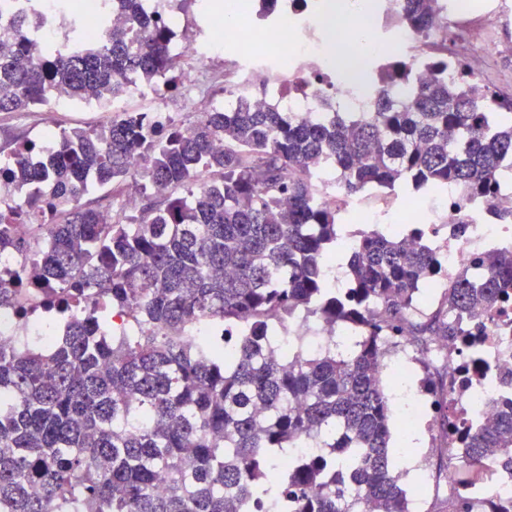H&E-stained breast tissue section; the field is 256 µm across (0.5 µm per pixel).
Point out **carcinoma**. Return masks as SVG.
I'll return each mask as SVG.
<instances>
[{
    "label": "carcinoma",
    "mask_w": 512,
    "mask_h": 512,
    "mask_svg": "<svg viewBox=\"0 0 512 512\" xmlns=\"http://www.w3.org/2000/svg\"><path fill=\"white\" fill-rule=\"evenodd\" d=\"M120 2L126 24L96 47L38 52L26 32L41 16L13 18L18 38H0V112L100 103L129 75L178 89L176 29ZM399 22L426 37L448 27V2L404 0ZM429 69L416 81L402 59L380 65L372 109L325 123L241 90L233 109L186 130L127 112L65 130L44 153L19 139L0 150V200L24 194L0 209V250L41 269L34 280L0 273V305L34 288L49 304L41 314L69 320L50 348L39 336L24 351L0 342V512H408L378 370L404 336L429 368L433 337L511 296L512 252L480 259V288L460 272L419 320L411 309L444 272L436 252L370 225L345 294L328 279L341 211L313 186L325 166L348 198L401 185L414 200L450 187L493 197L512 167V100L464 68L448 77L446 52ZM397 83L411 87L401 100L389 94ZM133 178L142 205L128 214L114 198ZM93 186L101 195L87 202ZM312 318L349 326L352 349L274 354L293 322ZM439 428L457 473L512 467V413L468 433L445 412ZM301 440L325 453L284 463ZM441 512L486 510L450 490Z\"/></svg>",
    "instance_id": "1"
}]
</instances>
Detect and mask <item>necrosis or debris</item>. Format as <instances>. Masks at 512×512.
<instances>
[{
  "label": "necrosis or debris",
  "mask_w": 512,
  "mask_h": 512,
  "mask_svg": "<svg viewBox=\"0 0 512 512\" xmlns=\"http://www.w3.org/2000/svg\"><path fill=\"white\" fill-rule=\"evenodd\" d=\"M400 4L401 0H365L358 11L351 6L337 9L336 0H321L319 10L313 11L307 0H203L205 41L178 42L174 53L188 62L181 73L183 83L194 85L198 64L222 57L224 30L231 25L240 40L236 64L224 69L226 99L252 83L276 88L287 95L289 108L316 120L328 101H344L348 111L357 114L382 62L406 57L416 78L429 75L422 37L396 22ZM39 10L44 23L35 39L44 44L62 41L76 24L87 43L99 45L113 26L125 22L124 13L109 9L107 0H39ZM448 20L468 33L460 48L448 55L449 73L465 65L480 74L485 60L478 37L481 18L462 0H452ZM256 38L264 40L266 50L253 55L249 48ZM511 205V188H498L496 197L481 202L452 189L428 203L407 204L401 214L404 223L421 225L426 242L443 261L447 276L440 287H447L463 270L470 272L477 287L482 283L477 258L512 251V224L497 217L500 208ZM464 330V335L439 341L437 351L465 379L449 392L448 412L474 431L494 414L512 410V301L469 316ZM448 485L474 503L490 494L512 498V479L498 469H486L480 483L459 480L452 473Z\"/></svg>",
  "instance_id": "4bbe7bcc"
}]
</instances>
